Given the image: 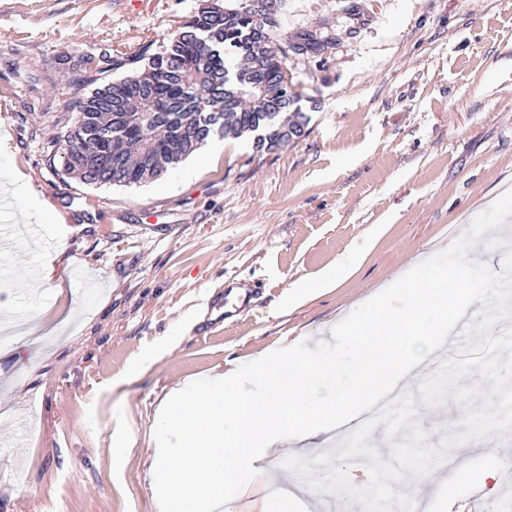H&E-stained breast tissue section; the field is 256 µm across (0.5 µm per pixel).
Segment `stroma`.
Returning <instances> with one entry per match:
<instances>
[{
	"label": "stroma",
	"instance_id": "35a3bbf8",
	"mask_svg": "<svg viewBox=\"0 0 512 512\" xmlns=\"http://www.w3.org/2000/svg\"><path fill=\"white\" fill-rule=\"evenodd\" d=\"M202 3L0 0V184L27 175L69 230L0 207V303L31 333L0 340V512H160L153 417L172 389L331 341L357 302L450 248L512 187V0H288L278 34L321 41L286 61L304 136L260 151L230 135L222 153L131 186L51 167L82 54L162 44ZM53 253L68 268L62 291L31 294ZM240 280L259 295L216 312ZM417 410L432 448L462 431L459 402ZM331 447H277L278 465L239 501L278 480L317 512L281 461ZM449 450L474 473L499 464L497 482L456 491L466 512H503L512 431Z\"/></svg>",
	"mask_w": 512,
	"mask_h": 512
}]
</instances>
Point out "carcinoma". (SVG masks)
Here are the masks:
<instances>
[{
    "label": "carcinoma",
    "instance_id": "1",
    "mask_svg": "<svg viewBox=\"0 0 512 512\" xmlns=\"http://www.w3.org/2000/svg\"><path fill=\"white\" fill-rule=\"evenodd\" d=\"M277 12L256 11L245 0H206L157 52L152 44L122 56L100 52L101 64L79 66L70 86L97 85L87 98L68 101L75 114L64 143L47 145L49 163L62 159L63 171L88 185H132L160 176L205 146L214 133H265L280 124L304 127L308 116L288 75V52L304 54L320 40L290 41L276 33ZM130 74L100 84L107 69ZM149 91L145 103L139 93ZM223 122L211 123L213 101ZM158 142L143 149L140 127ZM102 133L96 155L85 152L84 136Z\"/></svg>",
    "mask_w": 512,
    "mask_h": 512
}]
</instances>
